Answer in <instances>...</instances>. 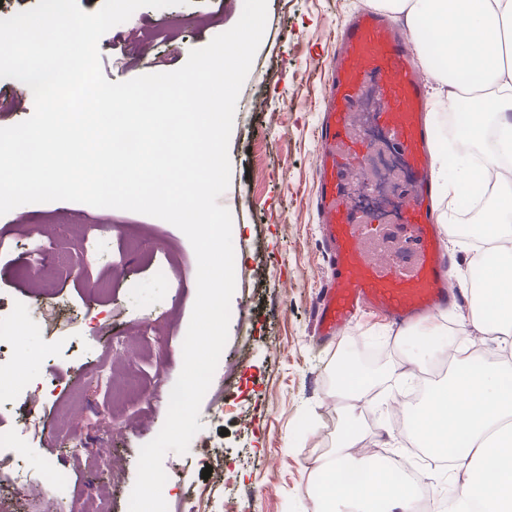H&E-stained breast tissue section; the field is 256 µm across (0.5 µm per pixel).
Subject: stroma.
<instances>
[{"label":"stroma","instance_id":"35a3bbf8","mask_svg":"<svg viewBox=\"0 0 512 512\" xmlns=\"http://www.w3.org/2000/svg\"><path fill=\"white\" fill-rule=\"evenodd\" d=\"M376 6L267 0L219 199L235 226L229 338L201 403V430L187 453L164 458L168 512H187L186 488L209 491L206 512H224L228 502L237 512H313L319 451L332 448L343 423L333 395L339 354L354 339L395 331L365 313L324 343L312 317L329 271L315 207L324 91L341 27ZM234 18L225 0L140 8L102 36V71L116 82L176 70ZM145 40L152 50L143 57ZM103 222L111 238L86 239L87 225ZM196 274L187 237L155 217L68 201L0 216V321L11 326L0 361L14 378L0 387V429L22 431L0 446V458L19 460L43 491L39 500L11 501V512H82L92 466L112 512H128L139 450L161 430L182 368ZM45 382L55 395L31 404L29 390ZM74 423L86 441L78 452ZM359 424L364 445L390 455L413 442L376 415L360 414ZM210 453L223 465L206 479Z\"/></svg>","mask_w":512,"mask_h":512}]
</instances>
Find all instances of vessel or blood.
I'll use <instances>...</instances> for the list:
<instances>
[{
    "instance_id": "vessel-or-blood-1",
    "label": "vessel or blood",
    "mask_w": 512,
    "mask_h": 512,
    "mask_svg": "<svg viewBox=\"0 0 512 512\" xmlns=\"http://www.w3.org/2000/svg\"><path fill=\"white\" fill-rule=\"evenodd\" d=\"M415 57L406 31L379 12L356 14L338 40L319 132L316 196L329 265L315 312V331L324 341L339 336L361 309L404 326L451 306L459 296L434 220L432 134L425 120L428 81ZM371 87L378 123L412 174L401 222L394 226L355 213L347 196L362 173L366 148L358 131L359 106Z\"/></svg>"
}]
</instances>
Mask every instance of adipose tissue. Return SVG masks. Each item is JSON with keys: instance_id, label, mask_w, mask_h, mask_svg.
Instances as JSON below:
<instances>
[{"instance_id": "obj_1", "label": "adipose tissue", "mask_w": 512, "mask_h": 512, "mask_svg": "<svg viewBox=\"0 0 512 512\" xmlns=\"http://www.w3.org/2000/svg\"><path fill=\"white\" fill-rule=\"evenodd\" d=\"M387 11L404 15L416 40H429L431 52L422 56L434 102L453 109L457 92L472 89L468 101L477 117L492 115L501 132L512 139V0H380ZM496 154L485 156L482 168L462 159L449 160L447 144L435 155L436 178L446 204H453L458 187L494 179L495 207L476 233L498 243L500 261L480 290V304L489 314H472L459 323L461 341L448 345L454 369L445 385L413 415L414 436L422 447L449 450L448 480L458 487V512L471 503L487 504L493 512H512V364L476 360L468 338L478 329L499 348L512 349V177L493 176ZM361 434L348 427L319 469L320 488L314 495L316 512H334L339 501L355 503L362 512H414L411 486L391 491L383 468L354 464L350 448Z\"/></svg>"}]
</instances>
